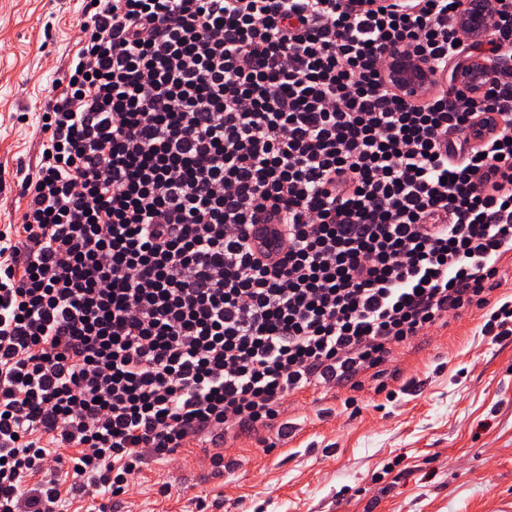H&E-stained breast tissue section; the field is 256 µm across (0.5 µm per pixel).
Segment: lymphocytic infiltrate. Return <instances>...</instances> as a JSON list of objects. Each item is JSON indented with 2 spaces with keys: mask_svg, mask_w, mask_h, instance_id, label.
<instances>
[{
  "mask_svg": "<svg viewBox=\"0 0 512 512\" xmlns=\"http://www.w3.org/2000/svg\"><path fill=\"white\" fill-rule=\"evenodd\" d=\"M84 0L43 155L0 230V512H107L151 461L272 427L308 386L386 387L394 347L490 309L512 255V0L487 80L463 0ZM281 227L276 255L254 244ZM386 53L389 66L384 76V84L396 92H408L409 94L419 92L425 85V82L429 85L437 83L446 70L437 69L433 64L429 61L427 62L416 54L413 49L408 47H393L388 49ZM457 61V59H454L448 63L444 79L440 80L433 88L449 89L451 87L452 84H450L449 76L453 65ZM417 74L421 77L420 85L418 83H411V78Z\"/></svg>",
  "mask_w": 512,
  "mask_h": 512,
  "instance_id": "obj_1",
  "label": "lymphocytic infiltrate"
}]
</instances>
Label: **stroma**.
<instances>
[{
	"label": "stroma",
	"mask_w": 512,
	"mask_h": 512,
	"mask_svg": "<svg viewBox=\"0 0 512 512\" xmlns=\"http://www.w3.org/2000/svg\"><path fill=\"white\" fill-rule=\"evenodd\" d=\"M81 10L0 0V197L17 199V167L39 160L38 113L71 61ZM481 327L465 310L396 349L394 397L292 393L275 448L241 433L223 447V470L198 445L178 449L111 512H512V337Z\"/></svg>",
	"instance_id": "35a3bbf8"
}]
</instances>
